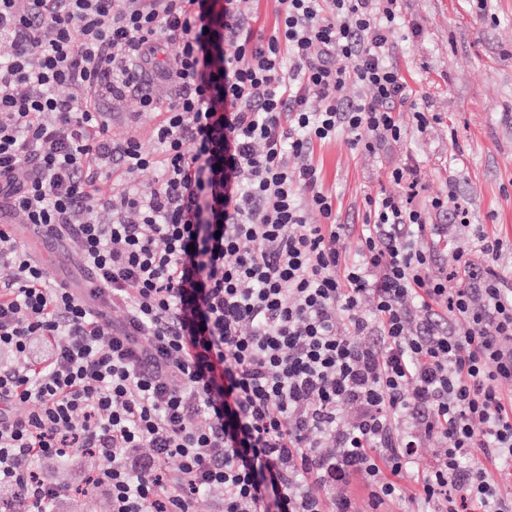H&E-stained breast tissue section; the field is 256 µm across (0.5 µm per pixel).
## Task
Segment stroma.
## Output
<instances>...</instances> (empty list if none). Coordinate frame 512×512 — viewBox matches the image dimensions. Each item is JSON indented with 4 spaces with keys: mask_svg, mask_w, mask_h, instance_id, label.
I'll list each match as a JSON object with an SVG mask.
<instances>
[{
    "mask_svg": "<svg viewBox=\"0 0 512 512\" xmlns=\"http://www.w3.org/2000/svg\"><path fill=\"white\" fill-rule=\"evenodd\" d=\"M401 6L405 20L422 25L423 34L399 42L394 61L439 120L421 132L409 129L404 141L374 154L352 151L343 136L316 148L323 187L336 199V221L361 223L365 197L397 192L386 172L408 161L417 166L420 199L454 190L470 222L488 225L500 246L485 255L459 225L448 229L451 242L469 246L474 263L493 264L512 279V0H487L482 17L470 0H402ZM115 110L110 138L156 151L153 122L141 115L137 98L126 97ZM13 230L53 277L80 287L84 265L74 243L48 244L22 224ZM98 465L79 449L41 460L45 476L67 490L55 512H112L106 491L82 490Z\"/></svg>",
    "mask_w": 512,
    "mask_h": 512,
    "instance_id": "stroma-1",
    "label": "stroma"
}]
</instances>
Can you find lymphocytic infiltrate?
<instances>
[{
	"label": "lymphocytic infiltrate",
	"mask_w": 512,
	"mask_h": 512,
	"mask_svg": "<svg viewBox=\"0 0 512 512\" xmlns=\"http://www.w3.org/2000/svg\"><path fill=\"white\" fill-rule=\"evenodd\" d=\"M239 2L0 0V490L52 512L65 491L37 463L84 448L112 512H192L214 487L222 512H359L355 479L375 507L405 492L420 512H512V289L448 227L485 253L498 238L454 193L415 204L408 164L386 173L401 194L337 223L313 158L341 134L356 152L403 141L406 110L431 124L393 61L420 28L401 0H276L267 35ZM131 93L158 152L108 135L105 102ZM14 224L76 239L96 288L56 282ZM446 256L479 290L432 275Z\"/></svg>",
	"instance_id": "1"
}]
</instances>
